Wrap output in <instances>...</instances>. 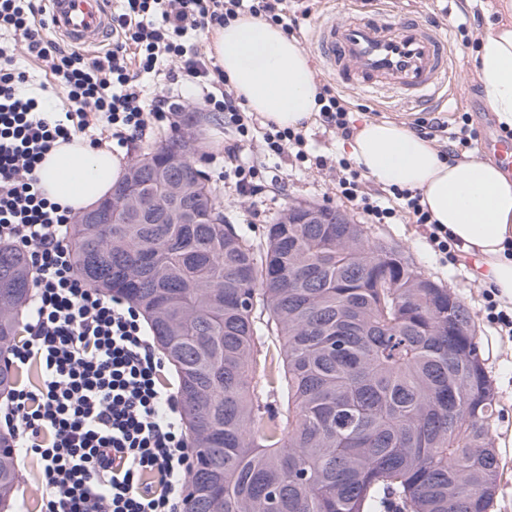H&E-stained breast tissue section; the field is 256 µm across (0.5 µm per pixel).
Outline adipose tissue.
Here are the masks:
<instances>
[{
    "label": "adipose tissue",
    "instance_id": "obj_1",
    "mask_svg": "<svg viewBox=\"0 0 512 512\" xmlns=\"http://www.w3.org/2000/svg\"><path fill=\"white\" fill-rule=\"evenodd\" d=\"M206 41L249 111L281 128L312 121L320 88L296 39L244 14L215 28ZM474 69L490 111L512 129V21L481 33ZM349 155L376 182L418 192L433 220L479 257L484 279L512 302V178L478 157L449 162L431 141L391 120H363ZM37 176L47 198L81 212L111 195L124 177V164L120 156L76 137L58 143Z\"/></svg>",
    "mask_w": 512,
    "mask_h": 512
}]
</instances>
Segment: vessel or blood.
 <instances>
[{"label":"vessel or blood","mask_w":512,"mask_h":512,"mask_svg":"<svg viewBox=\"0 0 512 512\" xmlns=\"http://www.w3.org/2000/svg\"><path fill=\"white\" fill-rule=\"evenodd\" d=\"M52 28L73 46L100 47L112 40L109 0H46ZM325 69L342 85L367 93L390 92L419 107L436 100L451 74L447 47L430 23L402 19L389 9L345 23L321 19L313 35ZM482 151L512 174V138L486 134Z\"/></svg>","instance_id":"vessel-or-blood-1"}]
</instances>
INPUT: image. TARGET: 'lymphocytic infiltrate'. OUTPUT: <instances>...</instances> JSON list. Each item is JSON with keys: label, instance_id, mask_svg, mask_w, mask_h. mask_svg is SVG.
I'll use <instances>...</instances> for the list:
<instances>
[{"label": "lymphocytic infiltrate", "instance_id": "obj_1", "mask_svg": "<svg viewBox=\"0 0 512 512\" xmlns=\"http://www.w3.org/2000/svg\"><path fill=\"white\" fill-rule=\"evenodd\" d=\"M301 32L286 0H120L112 14V48L89 57L56 40L42 0H0V243L23 253L36 273L29 338L12 350V364H38L40 382L12 393L5 416L19 453L42 462L45 512H175L185 503L192 466L177 398L161 378L165 361L139 312L122 297L91 288L69 246L76 215L42 194L36 169L58 140L79 135L90 146L129 152L154 128L171 125L173 98L190 84L204 111L218 112L233 138L224 172L237 191L253 187L260 169L253 145L272 156L325 166L312 157L305 130L262 124L243 106L222 70L188 48L197 32L227 24L239 13ZM23 43L68 108L45 111L25 97L29 79L15 63ZM326 130L349 138L350 111L331 86L318 97ZM426 139L447 136L442 154L461 159L479 140L468 120L447 132L439 119H418ZM336 192L367 224L409 220L426 226L427 243L442 261L461 249L432 219L420 194L397 186L367 188L356 163H336Z\"/></svg>", "mask_w": 512, "mask_h": 512}]
</instances>
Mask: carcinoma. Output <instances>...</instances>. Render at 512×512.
<instances>
[{
	"label": "carcinoma",
	"instance_id": "1",
	"mask_svg": "<svg viewBox=\"0 0 512 512\" xmlns=\"http://www.w3.org/2000/svg\"><path fill=\"white\" fill-rule=\"evenodd\" d=\"M175 149L157 148L154 165L176 193L74 225L72 246L89 286L134 305L174 368L199 458L184 512H489L497 407L466 305L327 207L326 224L288 208L253 242L196 167L169 165ZM132 168L121 193L154 177ZM33 281L0 244V359ZM15 384L0 364V396ZM17 482L0 431V504Z\"/></svg>",
	"mask_w": 512,
	"mask_h": 512
}]
</instances>
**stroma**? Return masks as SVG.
I'll use <instances>...</instances> for the list:
<instances>
[{
	"label": "stroma",
	"instance_id": "35a3bbf8",
	"mask_svg": "<svg viewBox=\"0 0 512 512\" xmlns=\"http://www.w3.org/2000/svg\"><path fill=\"white\" fill-rule=\"evenodd\" d=\"M499 0H394L395 13H409L434 22L448 41V53L457 69L455 81L448 87V98L442 106L416 110L395 97L363 96L358 90L339 87L338 92L347 101L352 117L375 120L395 119L413 123L419 118L439 117L455 122L459 116L470 115L474 126L482 132L499 131L500 125L485 104L473 68V56L479 35L486 24L498 20ZM184 99L174 119L178 129L147 137L136 155H143L166 143L178 140L181 132L194 134L195 150L191 160L200 171L206 172V181L224 207L229 223L254 241L265 238L266 227L288 205L310 203L327 206L356 219L357 214L336 196V173L333 166L342 156L343 139L310 123L307 128L310 150L328 162L327 167L305 169L288 156L265 158L254 154L255 163L263 166L264 181L254 194L238 193L232 184L221 177L220 166L207 164L206 155L221 154L227 133L224 117L206 112L197 106L198 90L184 87ZM366 231L371 239L397 246L426 277L450 288L469 308L480 341H491L492 348L482 358L496 392L498 414L491 427V445L496 448L500 465V485L491 512H512V339L494 336L483 318L482 286L474 270L440 261L426 242V229L419 224H370ZM20 480L15 503L24 504L26 512H42L41 462L32 455L20 456Z\"/></svg>",
	"mask_w": 512,
	"mask_h": 512
}]
</instances>
